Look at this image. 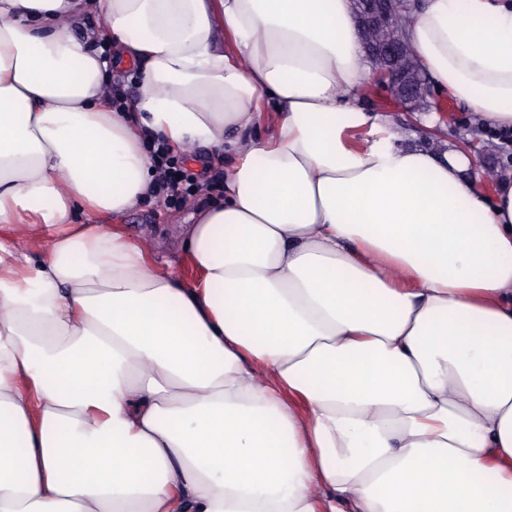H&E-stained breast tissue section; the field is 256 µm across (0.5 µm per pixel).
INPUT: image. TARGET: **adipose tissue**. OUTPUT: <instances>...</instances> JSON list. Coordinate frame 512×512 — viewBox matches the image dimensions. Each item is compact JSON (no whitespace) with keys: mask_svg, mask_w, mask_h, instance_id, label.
Masks as SVG:
<instances>
[{"mask_svg":"<svg viewBox=\"0 0 512 512\" xmlns=\"http://www.w3.org/2000/svg\"><path fill=\"white\" fill-rule=\"evenodd\" d=\"M408 37L512 128V0ZM365 78L353 0H0V512H512V181L394 144ZM148 134L237 156L191 282L116 222ZM105 92L109 100V92L124 99L129 112H133L139 93V75L136 68L127 67L123 71L113 69L106 79Z\"/></svg>","mask_w":512,"mask_h":512,"instance_id":"adipose-tissue-1","label":"adipose tissue"}]
</instances>
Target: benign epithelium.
<instances>
[{
    "mask_svg": "<svg viewBox=\"0 0 512 512\" xmlns=\"http://www.w3.org/2000/svg\"><path fill=\"white\" fill-rule=\"evenodd\" d=\"M365 58L373 65V80L407 113L429 112L434 96L417 56L402 50L398 29L400 0H353Z\"/></svg>",
    "mask_w": 512,
    "mask_h": 512,
    "instance_id": "1",
    "label": "benign epithelium"
}]
</instances>
